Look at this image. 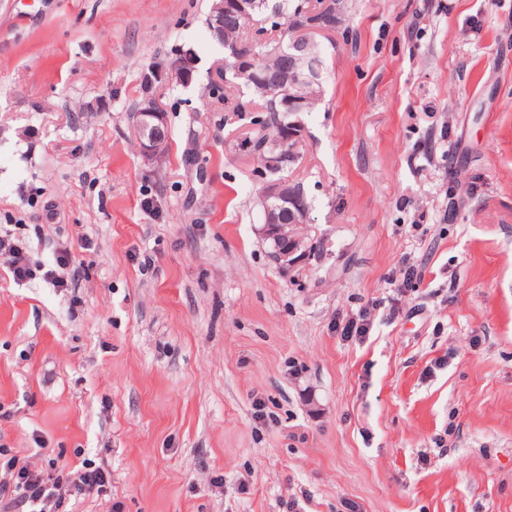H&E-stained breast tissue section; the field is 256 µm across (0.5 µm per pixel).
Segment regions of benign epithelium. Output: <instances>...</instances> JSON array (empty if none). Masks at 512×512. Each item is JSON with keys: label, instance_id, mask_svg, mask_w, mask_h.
<instances>
[{"label": "benign epithelium", "instance_id": "7a95c632", "mask_svg": "<svg viewBox=\"0 0 512 512\" xmlns=\"http://www.w3.org/2000/svg\"><path fill=\"white\" fill-rule=\"evenodd\" d=\"M263 4L265 0H213L211 27L214 30L224 27L226 12L250 14ZM333 8L331 0H326L327 13L314 17L308 14L304 4L298 5V14L305 15V18L303 23L296 26L295 36L285 58L288 67L300 71V77L295 83L282 88L276 86L273 80H264L266 86L275 87L280 108L286 112H303L306 109L305 85L314 81L315 77L303 70L302 59L297 56L296 49L315 40L318 35L335 31L336 13ZM224 53L233 59L234 70L251 68L252 61L242 56L239 46L226 47ZM195 66L196 59L193 55L184 53L171 66L170 73L155 69L145 74L143 81L146 86L151 87L168 79L172 73L180 82L187 84L192 80ZM165 127V110L155 98H147L145 106L137 113L136 124L141 152L146 160L157 159ZM265 199L261 233L264 237L275 240L272 253L274 261L284 269L293 268L310 253L304 236L298 232L307 222L308 203L303 192L285 179L269 183L265 189Z\"/></svg>", "mask_w": 512, "mask_h": 512}]
</instances>
